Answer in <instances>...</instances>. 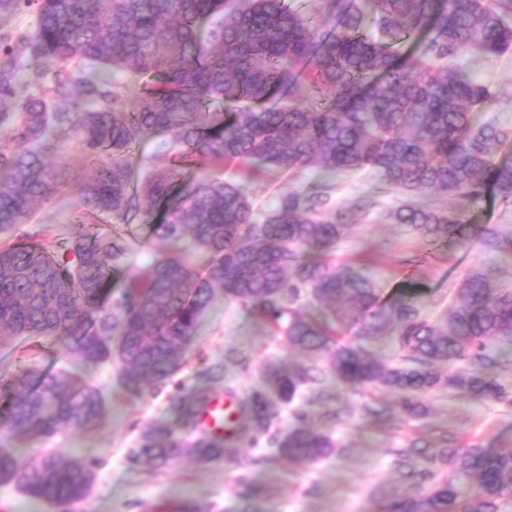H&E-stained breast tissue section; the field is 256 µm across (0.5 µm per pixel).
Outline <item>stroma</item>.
I'll return each instance as SVG.
<instances>
[{"label":"stroma","instance_id":"obj_1","mask_svg":"<svg viewBox=\"0 0 512 512\" xmlns=\"http://www.w3.org/2000/svg\"><path fill=\"white\" fill-rule=\"evenodd\" d=\"M458 64L487 85L497 101L474 112L475 124L512 128V52L494 60L461 53ZM68 168L70 180L61 195L37 205L30 223L14 233L0 235V245L19 236L61 242L65 233L81 224L80 201L83 162L74 149L55 158ZM228 177L247 189L254 206L272 208L282 192L326 182L333 206L347 207L357 196H373L374 206L361 214L350 237L341 241L336 256L359 261L375 283L382 301L415 296L425 316H441L456 299L466 277L475 270L487 273L499 285L512 289V260L488 253L479 243L440 242L426 245L386 213L402 204L404 194L384 185L363 169L331 174L305 169L296 177L259 175L235 163ZM224 363V384L236 394L263 385L268 366L315 365L327 368V357L310 358L291 348L286 338L251 311L217 299L180 369L165 384L150 385L141 393L125 392L117 382L114 363L84 365L80 375L103 395L107 414L90 432H65L14 444L21 462L38 458L43 449H58L62 459L78 458L94 471V485L82 502L67 512H179L190 503L198 512H373L372 493L382 488L404 495L409 483L395 466L394 452L418 443L432 448L447 433L456 445L495 449L512 446V405L478 402L445 390L421 395L428 413L421 418L401 415L398 394L387 388L358 390L337 387L335 400L324 399L318 384L304 385L295 403L305 409L312 425L330 430L340 451L317 463H298L283 457L276 435L292 424L283 410L276 433L261 435L257 445L243 449L247 467L236 462H199L180 459L158 470L129 458L142 431L175 418L174 399L190 391L200 373L215 361Z\"/></svg>","mask_w":512,"mask_h":512}]
</instances>
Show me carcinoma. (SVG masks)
<instances>
[{
	"label": "carcinoma",
	"mask_w": 512,
	"mask_h": 512,
	"mask_svg": "<svg viewBox=\"0 0 512 512\" xmlns=\"http://www.w3.org/2000/svg\"><path fill=\"white\" fill-rule=\"evenodd\" d=\"M25 11L35 13L34 32L0 29V234L60 192L67 172L50 158L73 144L85 161L86 215L108 213L123 229L148 224L161 247L147 277L130 278L115 299L112 271L130 248L104 244L112 237L94 224L68 235L70 258L34 243L0 247L1 346L49 336L84 363L115 358L119 385L138 394L176 373L222 295L309 357L330 352L322 375L337 384L397 391L407 415L438 389L512 404L495 374L512 364L501 354L512 344V291L475 271L435 320L414 298L385 305L368 277L329 259L362 207H331L321 185L281 193L258 217L241 186L215 175L226 161L281 175L368 168L407 196L454 200L389 212L427 244L475 238L512 255L511 237L465 223L466 206L486 196L512 205V130L474 125L471 112L492 94L455 64L463 51L488 60L512 50V0H325L318 18L287 0H0V20ZM369 16L385 42L364 37ZM402 42L407 51L393 50ZM149 135L168 137L167 166L132 161ZM187 243L201 263L185 260ZM303 294L319 318L299 312ZM392 322L398 366L366 348ZM335 325L357 327L360 342L335 340ZM316 380L305 367L272 370L228 421L204 428L200 416L225 393L218 362L208 383L178 397L174 423L144 430L130 458L157 469L185 457L237 459ZM106 409L72 371L0 376L10 439L89 432ZM294 416L278 441L289 459L315 462L337 448L328 430ZM416 453L415 442L395 451L414 492L379 495L375 512H498L512 498V448L461 453L450 437L431 455L438 465L420 470L410 467ZM463 480L477 482L464 499ZM0 481L69 506L87 498L93 473L78 459L45 453L23 464L0 448Z\"/></svg>",
	"instance_id": "1"
}]
</instances>
